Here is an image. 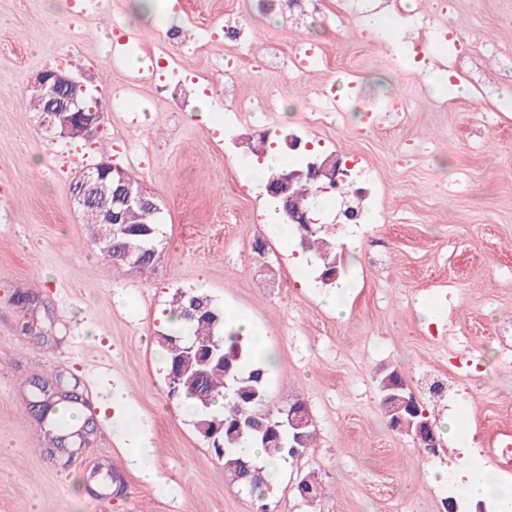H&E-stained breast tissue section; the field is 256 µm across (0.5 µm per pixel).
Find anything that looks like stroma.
Here are the masks:
<instances>
[{
	"label": "stroma",
	"mask_w": 512,
	"mask_h": 512,
	"mask_svg": "<svg viewBox=\"0 0 512 512\" xmlns=\"http://www.w3.org/2000/svg\"><path fill=\"white\" fill-rule=\"evenodd\" d=\"M155 18L78 19L74 0H0V512H444L464 475L461 460H489L500 429L512 428V111L482 115L512 89V0H453L447 27L466 44L457 62L469 95L433 97L429 74L388 64L378 29L365 26V0L338 20L336 0L284 19L283 0H158ZM234 19L250 44L275 41L279 66L257 68L246 48L224 65V23ZM210 44L198 50L201 27ZM177 28L169 51L193 78L177 104L149 54ZM81 75L92 97L111 103L135 82L124 112H107L94 142L49 134L27 105V84L60 65ZM315 46L320 60L299 71L288 62ZM272 104L267 126H217L225 92ZM347 98L336 124L306 110L321 93ZM406 95L414 108L398 121L369 125L367 110ZM293 132L364 173V221L337 231L341 269L323 282L298 242L281 247L258 211L273 212L264 188L244 185L262 132ZM112 162L156 198L164 242L143 274L116 266L91 241L71 201L73 178ZM264 254H257L256 243ZM207 294L222 310L275 329L276 364L267 371L269 402L306 403L315 440L286 461L263 497L234 482L210 442L170 397L160 314L175 291ZM349 306L336 316L323 296ZM41 304L45 336L23 334L29 313L19 295ZM434 321H423L418 301ZM399 372L435 424L449 414L463 432L441 434L436 452L416 447L384 414L380 379ZM78 384L94 428L68 465L44 452L28 407L30 381ZM124 388L130 430L152 444L153 482L143 481L122 434L99 418L113 388ZM314 474L320 495L301 498L298 478Z\"/></svg>",
	"instance_id": "1"
}]
</instances>
